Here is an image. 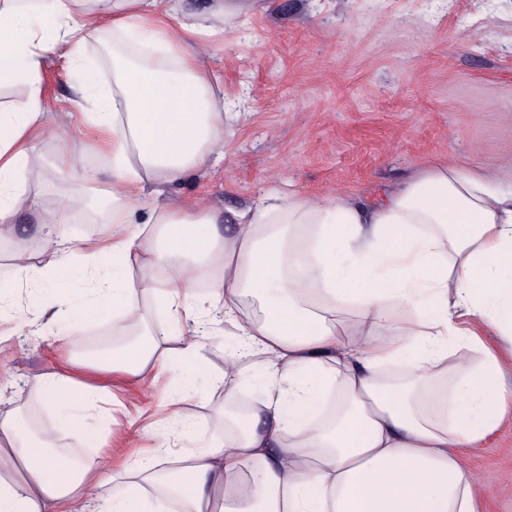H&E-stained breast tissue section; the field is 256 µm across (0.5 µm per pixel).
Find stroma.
<instances>
[{"label": "stroma", "mask_w": 512, "mask_h": 512, "mask_svg": "<svg viewBox=\"0 0 512 512\" xmlns=\"http://www.w3.org/2000/svg\"><path fill=\"white\" fill-rule=\"evenodd\" d=\"M207 66L219 100L230 106L246 92L250 103L224 128L223 160L158 183L157 205L200 204L229 219L269 193H345L373 204L443 163L512 185V0H254L223 38L208 37ZM42 88L62 138L77 142L85 165L105 166L78 130L71 81L58 60L47 62ZM59 146L40 143L39 164L27 176L39 210L20 211L17 236L0 242V282L13 285L14 303L35 314L43 304L21 287L17 259L67 191L55 167ZM79 339L28 335L0 345V375L27 390L33 426L58 420L38 386L68 360H82L83 375L110 384L114 420L96 424L94 448L72 447L67 438L60 447L81 458L106 452L120 464L146 447L139 427L163 422L176 407L184 422L173 447H193L199 433L223 436L224 394L209 379L223 375L236 343L228 325H215L204 339L196 369L171 362L151 385L107 373L111 351L83 352ZM187 386L194 397L180 401ZM460 459L478 479L481 512H512V405Z\"/></svg>", "instance_id": "1"}]
</instances>
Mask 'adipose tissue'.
<instances>
[{"label":"adipose tissue","instance_id":"ef3b65f1","mask_svg":"<svg viewBox=\"0 0 512 512\" xmlns=\"http://www.w3.org/2000/svg\"><path fill=\"white\" fill-rule=\"evenodd\" d=\"M251 0H216L203 15L166 22L161 0H0V85L27 92L0 113V239L15 231L20 205L36 207L27 174L37 144L58 138L44 112L41 73L49 58L80 74L73 105L82 131L108 166L80 165L63 142L61 169L75 172L44 235L49 271L22 264L30 293L82 264L83 302L57 291L46 327L76 315V329L104 313L132 325L144 315L129 277L132 263L163 272L148 289L165 304L169 327L128 347L113 368L154 382L169 359L197 361L201 341L224 321L236 344L213 388L247 376L260 361L264 397L245 414L227 413L224 437L174 449L170 426L142 432L150 447L113 470L111 457L76 461L55 433L32 434L24 392L0 410V512H477L474 478L460 451L475 448L503 418L512 397L501 364L512 355V189L492 174L441 164L412 177L376 204L333 194L272 195L236 213L230 234L197 207L151 206L149 182L178 179L224 154L223 104L187 35L223 34ZM109 28L112 85L83 69L89 40ZM103 191L112 235L76 246L68 230L71 198ZM211 280L208 297L196 289ZM260 313H242L244 299ZM500 336L487 345L484 331ZM404 361L408 384H389L383 365ZM450 382L440 379L441 368ZM342 397L323 417L332 391ZM62 407L75 446L92 439L87 414L111 404L106 388L56 371L39 386Z\"/></svg>","mask_w":512,"mask_h":512}]
</instances>
